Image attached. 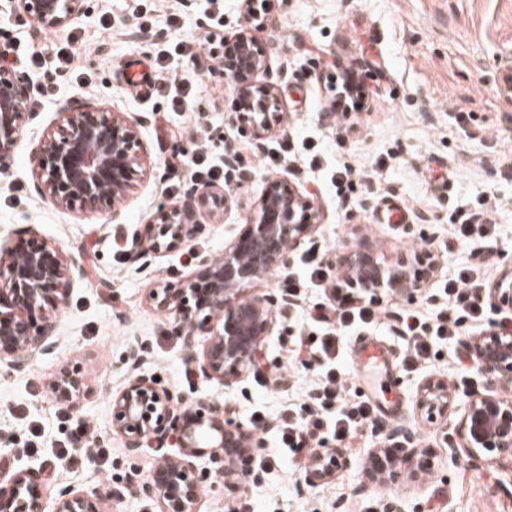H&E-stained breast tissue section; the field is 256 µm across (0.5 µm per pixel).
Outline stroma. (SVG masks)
Returning <instances> with one entry per match:
<instances>
[{
	"label": "stroma",
	"instance_id": "stroma-1",
	"mask_svg": "<svg viewBox=\"0 0 512 512\" xmlns=\"http://www.w3.org/2000/svg\"><path fill=\"white\" fill-rule=\"evenodd\" d=\"M254 10L245 14L240 0H85L83 13L62 29L0 10V43L40 53V66L16 70L44 93L9 167L0 169V248L34 241L62 250L89 273L73 281L56 314V348L26 371L0 372V469L42 466L45 500L62 486L120 485L152 472V453L130 457L112 433L111 396L132 373L131 345H148L143 368L161 386L227 402L248 426L258 416L277 420L285 406L304 403L318 382L315 371L288 363L290 312L280 315L265 346L261 377L245 376L230 388L184 379L189 363L170 332L174 318L155 310L148 297L202 276L204 266L185 262L179 252H162L139 272L126 253H112L116 243L127 250L146 245L145 228L159 210L186 201L196 179L187 168L172 174V154L193 157L206 148L218 157L229 137L239 140L243 163L256 174L251 182L231 183L233 203L226 211L200 215L202 229L189 246L203 255L223 254L271 177L304 186L324 211L326 222L313 240L320 254H347L365 244L381 265L405 262L408 275L422 277L431 289L469 256L466 245L442 256L451 222L486 211L498 234L489 242L475 239L473 246H487L495 256L494 278L505 271L503 259H512V90L503 82L512 72V0H255ZM242 30L273 48L264 78L278 89L283 120L261 152L235 121L236 83L210 67L206 56L182 54L185 41L203 35L214 53H223L224 40ZM71 40L79 55L74 77L64 81L56 50ZM131 55L152 62L158 92L146 95L122 81ZM340 67L367 92L363 108L343 115L334 109ZM172 74L193 90L191 110H173L165 86ZM88 101L141 122L146 174L125 198L118 224L106 211L54 205L39 194V174L29 164L30 152L58 135L63 107ZM285 139L293 147L286 156L275 151ZM343 166L356 184L344 200L330 182ZM104 283L111 295L101 292ZM66 368L79 370L92 391L74 419L110 448L107 465L75 464L59 454L66 429L50 387ZM393 375L398 414H379L361 447L346 451L349 465L336 479L309 486L285 465L262 468L259 480L245 479L237 488L213 477L202 489L199 512H227L233 504L245 505L246 512H385L390 503L398 512H512V491L503 489L512 463H449L445 418H428L418 407L419 386L429 376L447 381L460 400L482 387L474 369L457 363L454 344H442L418 371L394 365ZM393 429L411 435L426 472L417 481L405 477L362 488L364 456Z\"/></svg>",
	"mask_w": 512,
	"mask_h": 512
}]
</instances>
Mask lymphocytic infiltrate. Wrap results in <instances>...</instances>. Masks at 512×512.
I'll use <instances>...</instances> for the list:
<instances>
[{
  "label": "lymphocytic infiltrate",
  "mask_w": 512,
  "mask_h": 512,
  "mask_svg": "<svg viewBox=\"0 0 512 512\" xmlns=\"http://www.w3.org/2000/svg\"><path fill=\"white\" fill-rule=\"evenodd\" d=\"M491 279L492 264L488 256L478 252L470 264L459 268L438 288L445 306L429 316L413 308L400 309L392 333L405 343L403 364L413 367L426 362L440 342L464 334L481 335L486 329L483 297ZM280 286L297 297L310 289L327 297L326 302L304 309L292 351L293 357H304L306 365L316 368L321 381L306 404L284 410L277 427L280 451L270 457L272 463L285 457L297 466L309 444L322 446L329 440L347 443L374 426L376 409L368 400L351 399L342 360L349 338L376 330L381 312L372 300L352 298L333 285L330 271L314 252L298 270L283 274Z\"/></svg>",
  "instance_id": "obj_1"
}]
</instances>
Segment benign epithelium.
I'll use <instances>...</instances> for the list:
<instances>
[{
  "label": "benign epithelium",
  "mask_w": 512,
  "mask_h": 512,
  "mask_svg": "<svg viewBox=\"0 0 512 512\" xmlns=\"http://www.w3.org/2000/svg\"><path fill=\"white\" fill-rule=\"evenodd\" d=\"M46 28H61L83 11L84 0H12ZM268 49L248 33L239 32L225 46L224 78L238 84L236 120L250 134L257 149L279 121L276 88L263 79ZM59 138L43 143L30 159L45 173L42 181L53 203L65 209L107 210L112 220L121 216L119 201L144 175L138 163L141 143L139 122L110 114L94 102L65 110ZM31 115L29 86L13 70L0 67V167L12 158L20 128ZM239 147L224 140V166L240 183L251 180V170L239 164ZM223 206V197L208 187H193L189 200L159 212L147 226L150 246L128 255L129 262L147 269L153 255L172 252L200 229L197 203ZM324 223V213L307 190L281 179H267L266 187L245 228L224 248L220 258H203L206 271L198 282L164 288L150 295L158 311L177 318L173 327L186 351L193 374L209 383L230 387L253 371L266 340L273 335L277 315L296 300L288 292L270 290L254 294L271 272L288 265L290 255L306 243ZM326 262L344 265L348 284L361 288L381 286L383 271L373 256L357 251L349 258L328 256ZM86 276L83 266L54 257L38 246L0 250V365L22 371L57 345L54 312L65 302L71 280ZM388 282L405 289L413 299L424 285L405 272L393 273ZM495 308L512 310V270L489 291ZM471 363L487 381L482 390L468 393L459 408L450 445V459L462 455L478 461L484 451L512 463V397L500 389L512 388V333L493 329L473 339ZM51 393L72 413L81 408L87 389L75 369H65ZM452 399L448 384L426 379L418 406L428 416L448 414ZM112 433L121 437L130 456L149 447L158 458L145 481L130 479L89 491L61 488L54 512H109L112 501L127 494L152 499L159 512H197L204 475L196 460L207 456L218 476L242 470L252 450L265 447V439L231 417L224 405L199 397H185L158 385L144 371L131 375L112 394ZM405 442L368 451L364 484H384L401 476L415 478L422 471L417 450ZM348 461L334 448H318L304 473L312 486L336 478ZM42 471L33 467L0 472V509L4 512H46L37 487Z\"/></svg>",
  "instance_id": "7a95c632"
}]
</instances>
